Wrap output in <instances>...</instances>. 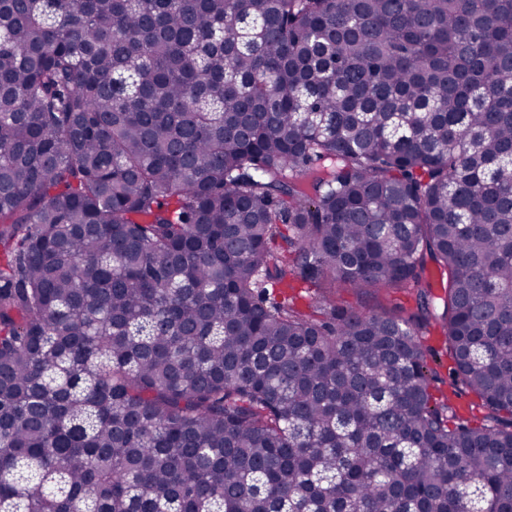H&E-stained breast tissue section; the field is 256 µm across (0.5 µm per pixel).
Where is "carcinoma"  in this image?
<instances>
[{
  "mask_svg": "<svg viewBox=\"0 0 512 512\" xmlns=\"http://www.w3.org/2000/svg\"><path fill=\"white\" fill-rule=\"evenodd\" d=\"M0 512H512V0H0ZM424 344L428 347L434 348L439 354V363L431 365L435 367L438 377L448 383V370L452 366L448 360V356L445 354V347L443 343V336L440 330L431 329V333L423 338Z\"/></svg>",
  "mask_w": 512,
  "mask_h": 512,
  "instance_id": "obj_1",
  "label": "carcinoma"
}]
</instances>
